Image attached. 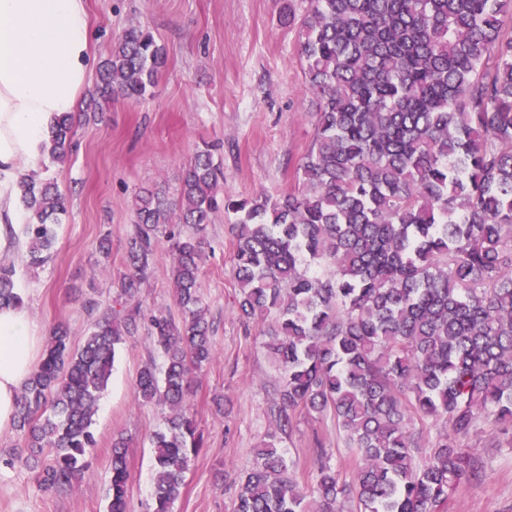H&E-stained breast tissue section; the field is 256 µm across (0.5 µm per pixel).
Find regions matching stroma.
<instances>
[{"label":"stroma","instance_id":"1","mask_svg":"<svg viewBox=\"0 0 512 512\" xmlns=\"http://www.w3.org/2000/svg\"><path fill=\"white\" fill-rule=\"evenodd\" d=\"M281 0H88L93 65L113 41L143 26L164 44L167 66L153 97L102 105L98 120H84L89 91L78 100L74 131L78 148L62 165L44 162L35 179L53 180L68 196L57 227L53 258L30 270L17 257L16 287L34 321L46 330L65 326L72 347L88 332L78 290L97 289L115 299L125 271L128 237L140 189L177 197L185 166L204 144L224 168V193L245 198L278 196L297 185L296 169L312 138L315 98L305 81L296 33L281 25ZM234 218L217 212L207 229L208 249L199 292L212 326L213 362L198 372L191 410L205 446L190 464L176 512H229L235 480L253 462L271 425L279 373L256 320L239 316L232 276ZM110 235V255L98 241ZM173 263L159 246L150 278L137 297L144 308L178 314ZM151 357L144 332L119 346L112 375L99 401L93 430L98 448L90 471L64 492H47L34 471L0 469V512H107L113 438L129 441L128 494L142 512L153 481L151 436L165 409L139 402L134 382ZM332 450L330 463L351 479L357 454L345 448L332 420L302 417L281 442L303 490L315 483L318 445ZM467 444L478 477L461 482L446 512H512V431L481 421Z\"/></svg>","mask_w":512,"mask_h":512}]
</instances>
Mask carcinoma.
I'll list each match as a JSON object with an SVG mask.
<instances>
[{"label": "carcinoma", "mask_w": 512, "mask_h": 512, "mask_svg": "<svg viewBox=\"0 0 512 512\" xmlns=\"http://www.w3.org/2000/svg\"><path fill=\"white\" fill-rule=\"evenodd\" d=\"M294 0L280 22L297 32L316 98L297 188L224 197L209 145L181 177L177 201L136 196L118 299L135 298L159 238L173 260L181 320L82 300L91 325L73 349L67 329L21 387L20 443L0 466L38 472L61 492L89 467L92 430L116 348L144 325L161 364L138 373L137 400L168 409L152 436L155 478L145 512H174L203 447L188 413L194 374L214 358L198 294L206 228L235 216L232 272L244 318L272 317L266 347L280 371L267 441L241 477L231 512H443L475 475L465 445L482 416L512 429V0ZM167 55L128 28L97 73L94 104L154 96ZM74 114L58 117L49 155L74 151ZM27 263L51 257L68 198L22 177ZM12 263H0V303L22 304ZM330 416L360 465L350 481L317 448L305 494L279 448L302 413ZM441 422L415 461L416 425ZM108 512H130L128 442L113 439Z\"/></svg>", "instance_id": "carcinoma-1"}]
</instances>
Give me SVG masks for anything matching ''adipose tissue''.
Listing matches in <instances>:
<instances>
[{
  "label": "adipose tissue",
  "instance_id": "obj_1",
  "mask_svg": "<svg viewBox=\"0 0 512 512\" xmlns=\"http://www.w3.org/2000/svg\"><path fill=\"white\" fill-rule=\"evenodd\" d=\"M90 58L85 0H0V259L26 241L18 166L45 160L56 118L77 109ZM45 335L24 307L0 306V433L14 425L19 389Z\"/></svg>",
  "mask_w": 512,
  "mask_h": 512
}]
</instances>
